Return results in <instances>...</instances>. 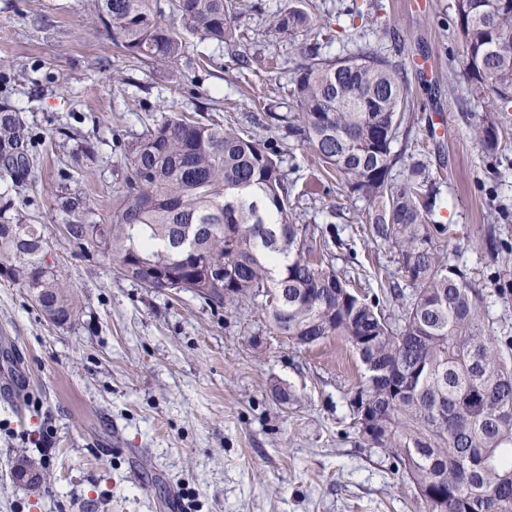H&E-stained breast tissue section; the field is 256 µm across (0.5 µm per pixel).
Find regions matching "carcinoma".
Instances as JSON below:
<instances>
[{
	"instance_id": "1",
	"label": "carcinoma",
	"mask_w": 512,
	"mask_h": 512,
	"mask_svg": "<svg viewBox=\"0 0 512 512\" xmlns=\"http://www.w3.org/2000/svg\"><path fill=\"white\" fill-rule=\"evenodd\" d=\"M96 0L112 43L140 62L176 64L189 38L234 39L237 0ZM466 66L478 87L512 102V0H455ZM305 0L274 17L275 30L308 29ZM292 95L299 112L288 135L308 146L348 190L368 203L372 237L396 249L415 287L394 327L309 245L290 218L277 149L229 124L163 117L124 146L125 176L112 222L91 221L86 198H63L67 237L83 257L115 262L121 277L157 294L190 292L205 303H253L275 331L303 346L348 341L367 375L374 448H388L421 489L425 512H512V361L477 282L439 256L448 226L432 223L436 193L411 170L391 182L402 158L392 145L408 102L403 69L376 50L331 59L306 49ZM31 137L18 113L0 108V172L27 181ZM285 261L281 273L271 259ZM0 269L57 325L82 313L79 298L46 261L43 228L0 217ZM41 466L20 457L14 475Z\"/></svg>"
}]
</instances>
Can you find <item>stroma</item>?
<instances>
[{"instance_id":"stroma-1","label":"stroma","mask_w":512,"mask_h":512,"mask_svg":"<svg viewBox=\"0 0 512 512\" xmlns=\"http://www.w3.org/2000/svg\"><path fill=\"white\" fill-rule=\"evenodd\" d=\"M310 0L313 29L272 27L289 0H240L234 41L192 40L174 66L142 63L94 20L95 0H0V104L34 138L32 177L0 174V205L44 228L47 260L83 313L58 326L0 278V512H424L412 483L353 416L364 368L340 336L306 348L252 304L157 294L76 254L57 198L85 195L112 218L122 148L170 113L233 121L278 144L295 223L314 229L336 271L399 325L408 299L394 249L376 243L368 205L316 170L288 138L301 51L327 58L371 47L400 64L409 136L395 152L423 163L450 227L444 256L479 284L494 331L512 337V103L487 112L469 79L454 0ZM493 122L497 145L477 127ZM94 144L95 162L74 158ZM288 389L279 403L273 385ZM42 464L33 490L19 456Z\"/></svg>"}]
</instances>
